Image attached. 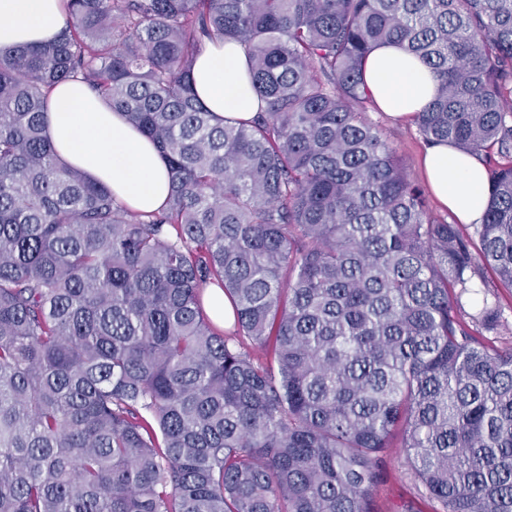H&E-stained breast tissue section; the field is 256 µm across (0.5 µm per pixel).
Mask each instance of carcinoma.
Instances as JSON below:
<instances>
[{
	"instance_id": "obj_1",
	"label": "carcinoma",
	"mask_w": 512,
	"mask_h": 512,
	"mask_svg": "<svg viewBox=\"0 0 512 512\" xmlns=\"http://www.w3.org/2000/svg\"><path fill=\"white\" fill-rule=\"evenodd\" d=\"M63 16L0 49V512H373L391 448L432 512H512V0ZM217 38L248 51L247 122L192 93ZM384 44L437 78L423 142L486 166L466 234L368 116ZM78 76L156 144L161 210L59 163L49 92ZM208 310L215 322L220 325H224V321L232 319L231 307L224 299V292L217 285H212L208 289Z\"/></svg>"
}]
</instances>
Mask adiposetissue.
I'll return each instance as SVG.
<instances>
[{"label": "adipose tissue", "mask_w": 512, "mask_h": 512, "mask_svg": "<svg viewBox=\"0 0 512 512\" xmlns=\"http://www.w3.org/2000/svg\"><path fill=\"white\" fill-rule=\"evenodd\" d=\"M61 0H0V48L52 39L63 15ZM245 48L208 44L191 72L192 90L218 117L252 119L260 109L249 86ZM365 83L389 117L411 121L429 103L438 81L422 62L397 45L375 48L364 65ZM49 132L60 160L105 184L130 210L150 213L170 192L166 162L156 145L111 111L82 80L51 93ZM422 168L435 199L462 224L480 223L488 203V175L478 158L445 144L426 149Z\"/></svg>", "instance_id": "1"}]
</instances>
